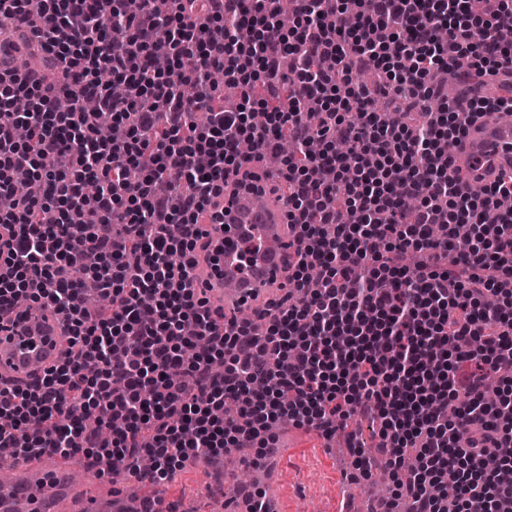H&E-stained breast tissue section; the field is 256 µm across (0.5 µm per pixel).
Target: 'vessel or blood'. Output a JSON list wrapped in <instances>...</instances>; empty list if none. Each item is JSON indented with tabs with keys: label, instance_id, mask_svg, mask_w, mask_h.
<instances>
[{
	"label": "vessel or blood",
	"instance_id": "1",
	"mask_svg": "<svg viewBox=\"0 0 512 512\" xmlns=\"http://www.w3.org/2000/svg\"><path fill=\"white\" fill-rule=\"evenodd\" d=\"M451 154L450 173L468 191L491 186L500 172H512V113L468 126ZM287 224L282 193L262 186L225 193L223 212L202 227L212 249L199 270V284L213 308L230 318L273 298L296 247ZM67 347L60 316L47 308L29 310L0 332V384L24 386L43 378ZM80 491L64 461L44 455L19 465L12 481L0 485V512H75ZM129 494L115 501L110 489H103L100 512H139L134 499L148 498L151 491L141 482Z\"/></svg>",
	"mask_w": 512,
	"mask_h": 512
}]
</instances>
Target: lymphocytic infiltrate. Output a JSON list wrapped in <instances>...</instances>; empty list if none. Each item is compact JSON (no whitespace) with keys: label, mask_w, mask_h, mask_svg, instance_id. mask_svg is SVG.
Masks as SVG:
<instances>
[{"label":"lymphocytic infiltrate","mask_w":512,"mask_h":512,"mask_svg":"<svg viewBox=\"0 0 512 512\" xmlns=\"http://www.w3.org/2000/svg\"><path fill=\"white\" fill-rule=\"evenodd\" d=\"M169 2L141 0L131 17L122 0H0V20L44 40L30 68L47 60L54 75L44 87L18 69L0 84V322L39 301L72 336L41 380L0 388V445L15 463L146 457L155 483L233 448L264 464L281 422L328 433L358 411L394 482L381 512L403 499L512 512V210L499 206L512 173L473 192L448 173L466 120L512 110V95L451 98L446 83L464 56L472 77L512 71L498 38L512 0H356L351 26L343 0ZM362 70L377 81L354 82ZM104 114L123 139L100 137ZM284 139L297 146L282 167L302 241L293 291L259 311L262 335L249 318L217 332L193 284L209 249L199 219L230 175L257 182L240 143L270 153ZM460 224L471 245L453 252ZM411 250L420 261L402 264ZM89 280L109 308L91 303ZM458 397L453 422L443 410ZM229 400L238 418L219 417ZM95 407L119 428L88 431ZM449 472L456 496L435 497Z\"/></svg>","instance_id":"1"}]
</instances>
